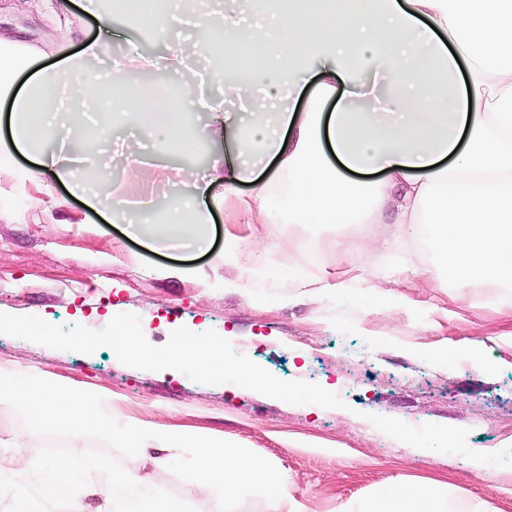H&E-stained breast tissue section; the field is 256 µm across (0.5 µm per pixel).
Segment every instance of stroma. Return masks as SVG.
Wrapping results in <instances>:
<instances>
[{"instance_id":"stroma-1","label":"stroma","mask_w":512,"mask_h":512,"mask_svg":"<svg viewBox=\"0 0 512 512\" xmlns=\"http://www.w3.org/2000/svg\"><path fill=\"white\" fill-rule=\"evenodd\" d=\"M86 2L77 0L52 23L41 0H0V31L42 48L52 62L96 39L103 64L126 86L161 101L170 94L223 100V85L204 91L198 84L211 67L207 30L176 24L167 37L148 39L142 23L117 9L108 36L100 15L83 11ZM171 41L188 48L179 77L143 67V57L165 56ZM187 122L200 137L191 151L174 152L145 134L135 116L114 126L94 116L93 125L140 149L120 171L88 153L73 185L20 155L0 163V312L93 330L131 312L156 346L181 326L213 329L279 379L336 393L343 408L293 405L233 383L128 367L107 348L85 355L4 335L0 368L98 390L121 419L240 444L287 472L288 504L298 512H361L394 481L447 485L451 512H512V466H487L483 480L475 461L412 447L366 419L373 413L416 427H464L468 446L480 452L512 447V311L497 307L506 289L447 284L413 241L409 264L378 244L340 256L336 225L260 224L217 204L205 249L182 242L154 249L128 233L125 209L86 205L82 188L105 171L116 196L149 213L164 211L225 150L223 138L207 132L206 116L192 111ZM296 265L306 268V283L289 282ZM19 439L20 457L12 446ZM46 444L0 403V476L34 462ZM172 458L153 452L144 469L155 488L195 503V486L169 471Z\"/></svg>"}]
</instances>
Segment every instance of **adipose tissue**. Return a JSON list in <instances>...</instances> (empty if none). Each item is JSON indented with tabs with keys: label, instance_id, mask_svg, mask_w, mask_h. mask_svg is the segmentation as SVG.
<instances>
[{
	"label": "adipose tissue",
	"instance_id": "adipose-tissue-1",
	"mask_svg": "<svg viewBox=\"0 0 512 512\" xmlns=\"http://www.w3.org/2000/svg\"><path fill=\"white\" fill-rule=\"evenodd\" d=\"M193 14L233 40L237 80L224 98L246 109L223 131L237 159L215 160L165 223L131 213L134 231L156 245L203 244L219 186L222 202L264 223L351 231L336 243L343 251L360 248L359 225L392 219L386 249L411 237L455 279L512 288V0H280L248 25L193 0ZM98 49L89 42L42 68V50L0 34V102L10 105L0 157L25 154L73 180L43 144L59 120L100 112L141 114L172 149H190L182 111L87 73ZM266 161L278 179L256 176ZM442 495L393 482L362 512H442Z\"/></svg>",
	"mask_w": 512,
	"mask_h": 512
}]
</instances>
